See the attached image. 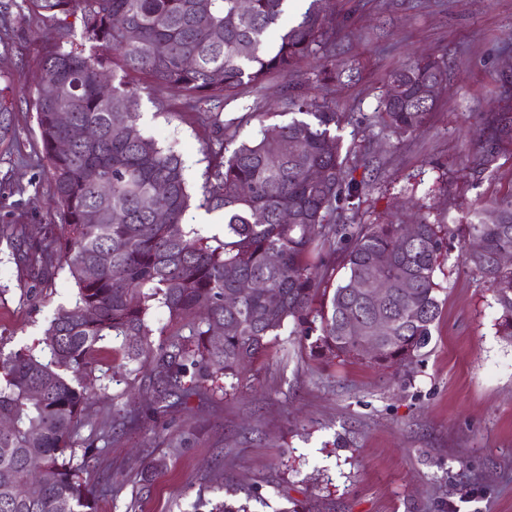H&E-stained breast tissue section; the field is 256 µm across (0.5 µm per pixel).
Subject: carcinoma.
Segmentation results:
<instances>
[{"mask_svg":"<svg viewBox=\"0 0 512 512\" xmlns=\"http://www.w3.org/2000/svg\"><path fill=\"white\" fill-rule=\"evenodd\" d=\"M325 0H309L296 24H288V0H0V43L13 14L49 19L41 78L66 94H37L33 107L41 141L42 172L52 189L53 218L66 229L43 225L39 238L26 224H1L0 239L26 246L15 261L47 276L66 267L76 287L45 330L46 353L0 348V416L13 422L0 432V512H94V496L80 478L103 449L79 437L89 404L107 397L86 383L99 370L98 345L121 339L119 351L132 376L112 405L136 391L145 363L156 374L152 413L216 393L220 377L241 380L246 366L286 330L308 338L310 355L341 361L368 358L383 367L406 368L430 341L441 313L437 271L448 260L445 225L423 219L404 237L402 221L338 224L362 183L348 177L337 113L293 82L282 96L286 123L239 139L242 123L263 113L228 118L224 103L245 97L273 76H292L295 64L329 50L332 19ZM76 15L80 32L67 22ZM447 70L421 56L385 77L378 117L384 128L405 134L423 128L435 100L423 88H441ZM398 81L402 96L388 88ZM0 155L16 146L15 100L0 76ZM180 91L215 133L206 145L203 198L198 207L220 211L224 239L211 245L184 224L194 202L182 160L137 129L139 92ZM97 135L70 138L58 114ZM481 137L469 163L478 174L497 160V147L512 141V114L484 113ZM320 169L319 180L309 177ZM166 220L156 221L158 213ZM288 212L292 220L282 222ZM465 266L484 279L499 308L497 333L512 338V191L481 201L465 224ZM339 255L344 274L331 283ZM386 254L387 263L375 267ZM378 277L391 284L385 304L370 303L362 289ZM257 287L239 292L243 282ZM239 294L235 307L224 299ZM166 311L160 326L152 309ZM384 319L376 351L352 332ZM159 340H154V337ZM43 469L34 474L29 463ZM26 487L22 497L18 485Z\"/></svg>","mask_w":512,"mask_h":512,"instance_id":"cac0c4a2","label":"carcinoma"}]
</instances>
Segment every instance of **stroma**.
Returning a JSON list of instances; mask_svg holds the SVG:
<instances>
[{"instance_id":"stroma-1","label":"stroma","mask_w":512,"mask_h":512,"mask_svg":"<svg viewBox=\"0 0 512 512\" xmlns=\"http://www.w3.org/2000/svg\"><path fill=\"white\" fill-rule=\"evenodd\" d=\"M336 19L330 55L335 82L310 76L321 55L301 60L297 78L310 96L337 112L346 169L362 183L351 224L396 219L456 230L478 200L512 190V144L502 143L492 172L474 176L467 156L483 112L512 113V0H328ZM42 28L15 18L0 73L20 100L15 131L21 153L0 156V170L26 186L15 195L0 185V221L51 220L50 187L37 165L40 138L30 103L37 95ZM443 63L448 79L426 126L412 134L384 130L376 108L386 74L415 55ZM284 79L228 100L226 112L247 106L278 123ZM142 134L179 155L194 195H201L211 136L174 91L141 94ZM441 314L425 353L408 373L368 361L311 357L299 337L279 336L254 360L228 395L194 400L152 415L148 394L127 402L137 427L112 428L111 395L126 387L111 343L97 353L107 371L108 399L88 408L82 439L110 428L105 451L85 475L97 512H210L225 501L246 512H512V339L499 336L498 306L486 284L465 267L458 238L437 274ZM76 292L66 270L37 284L0 243V347L42 349L44 331ZM167 466L150 480L151 458Z\"/></svg>"}]
</instances>
